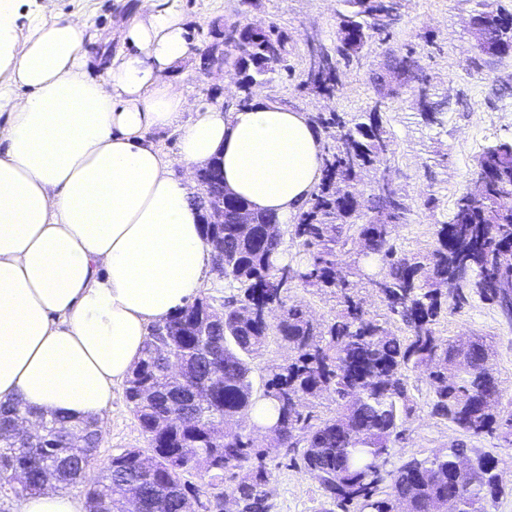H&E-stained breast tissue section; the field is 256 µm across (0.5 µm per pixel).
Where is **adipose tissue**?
Returning a JSON list of instances; mask_svg holds the SVG:
<instances>
[{"label": "adipose tissue", "instance_id": "ef3b65f1", "mask_svg": "<svg viewBox=\"0 0 512 512\" xmlns=\"http://www.w3.org/2000/svg\"><path fill=\"white\" fill-rule=\"evenodd\" d=\"M177 0H140L96 78L88 16L0 0V403L40 416L102 418L142 355L148 327L202 288L212 253L193 203L195 173L280 223L322 175L307 113L257 99L191 101L175 66L191 42ZM176 128L162 152L155 130Z\"/></svg>", "mask_w": 512, "mask_h": 512}]
</instances>
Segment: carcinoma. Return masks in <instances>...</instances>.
<instances>
[{
    "label": "carcinoma",
    "instance_id": "carcinoma-1",
    "mask_svg": "<svg viewBox=\"0 0 512 512\" xmlns=\"http://www.w3.org/2000/svg\"><path fill=\"white\" fill-rule=\"evenodd\" d=\"M336 40L321 45L333 66L318 77L306 75L302 89L333 97L339 69L364 57L375 40L390 38L401 0H339ZM475 20L488 58L512 55V12L479 0ZM224 46L204 45L207 68L224 59L234 76L236 106L245 107L252 88L269 84L288 70V33L271 24L255 31L239 17L224 18ZM380 100L351 118L338 112L313 115L310 121L333 145L325 147L323 176L291 230L308 255L294 268L280 261L283 240L268 237L276 215L255 210L221 185L214 163L198 171L205 191L195 200L202 215L224 203L219 231L202 224L212 249L224 253L218 279L238 288L222 308L195 298L166 322V334H151L142 356L125 380L124 394L147 436L149 449H127L112 456L90 485L87 512H187L199 493L185 477L224 481L234 470L231 494L240 512H267L270 473L265 460L288 457L318 479L328 508L324 512H444L457 498V512H487L486 504L501 493L498 457L463 442L430 457L391 462L394 445L403 439L415 408L409 373L425 376L433 394L432 413L471 437L502 431L512 438V413L502 406V390L489 365L492 349L482 336L455 340L437 335L435 325L466 293L500 306L512 293V141H499L476 160L470 188L456 204L451 220L436 231V246L424 255L399 256L392 230L407 223L408 196L396 186L382 187L366 198L365 177L377 173L390 144L383 118L384 100L400 96L423 80L415 51L392 52L373 73ZM443 104L420 109L428 124H441ZM357 252L375 262L379 272L364 276L339 259ZM464 266L470 281H456ZM385 303L406 326L398 336L368 315L358 281ZM296 282L333 294L338 310L332 321L319 323L301 306L289 303ZM276 337L293 350L288 361L271 369L261 394L254 392L252 360L268 339ZM176 348L183 369L173 373L162 355L163 343ZM209 387L205 405L190 409L178 396ZM328 392L336 413L317 420L302 404ZM259 407L274 412L275 432L268 446L257 447L242 433L241 422ZM25 414L20 403L0 405V494H36L52 482L63 490L82 478L101 443L98 424H72L60 416L47 419L43 436L30 439L16 430ZM469 452L474 466L468 481L455 479L458 457Z\"/></svg>",
    "mask_w": 512,
    "mask_h": 512
}]
</instances>
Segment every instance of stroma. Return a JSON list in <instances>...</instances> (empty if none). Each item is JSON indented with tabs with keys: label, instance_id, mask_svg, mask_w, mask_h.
I'll return each instance as SVG.
<instances>
[{
	"label": "stroma",
	"instance_id": "1",
	"mask_svg": "<svg viewBox=\"0 0 512 512\" xmlns=\"http://www.w3.org/2000/svg\"><path fill=\"white\" fill-rule=\"evenodd\" d=\"M139 2L60 0V7L67 13L90 11L94 27L108 31L117 20L131 17ZM179 4L193 49L176 67L174 77L192 100L203 104H223L225 86L214 73L204 70L199 49L214 25L234 13L242 22L274 23L287 31L290 70L277 75L264 91L272 100L311 114L365 111L379 98L371 72L383 62L386 50H415L435 98L444 102L445 110L441 124H426L415 105L417 89L413 86L383 108L391 137L387 164L412 205L409 222L393 232L394 243L403 253L423 254L434 248L436 227L452 218L479 154L489 145L512 139V57L474 66L478 51L470 22L477 0H408L389 44L372 43L360 62L343 68L341 85L331 100L303 91L300 83L306 72L307 37L327 45L336 37L338 0H179ZM430 197L435 203L429 207L425 201ZM435 329L447 339L477 335L491 340L490 363L500 380L502 402L512 403L511 320L496 306L471 294L461 307L442 315ZM410 383L415 415L403 440L394 447L392 460L397 464L412 456H432L466 439L456 425L433 415L422 376L411 374ZM469 442L502 460L501 493L488 504V512H512V445L495 434ZM147 447V439L126 402L124 385L116 383L103 419L101 444L84 478L68 488V495L85 499L92 479L113 455ZM269 468L270 512H322L325 498L312 475L289 466L284 458L271 462Z\"/></svg>",
	"mask_w": 512,
	"mask_h": 512
}]
</instances>
